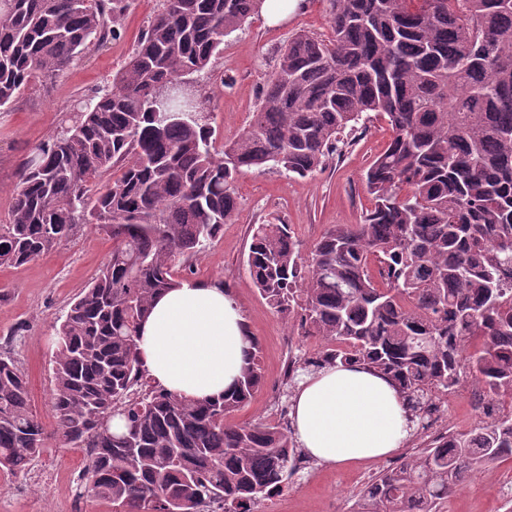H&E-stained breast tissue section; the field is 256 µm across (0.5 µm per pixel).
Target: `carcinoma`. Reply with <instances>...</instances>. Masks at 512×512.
<instances>
[{
    "instance_id": "carcinoma-1",
    "label": "carcinoma",
    "mask_w": 512,
    "mask_h": 512,
    "mask_svg": "<svg viewBox=\"0 0 512 512\" xmlns=\"http://www.w3.org/2000/svg\"><path fill=\"white\" fill-rule=\"evenodd\" d=\"M263 2L164 0L112 88L80 99L24 162L0 267L90 222L113 246L54 324L53 432L0 354V472L27 473L54 435L91 449L80 488L112 512H258L281 493L304 457L288 422L231 420L264 382L257 339L237 387L193 403L152 382L137 336L232 221L240 173L312 175L374 115L391 136L363 174L374 207L362 223L329 227L306 258L277 219L251 236L244 267L261 297L324 343L288 385L368 366L396 384L412 428L464 370L512 397V0H327L330 35L295 34L249 128L218 148L209 96L188 76ZM128 6L0 0V109L119 36ZM511 458L512 416L482 421L382 470L355 512H438L469 474Z\"/></svg>"
}]
</instances>
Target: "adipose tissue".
Here are the masks:
<instances>
[{
  "label": "adipose tissue",
  "instance_id": "obj_1",
  "mask_svg": "<svg viewBox=\"0 0 512 512\" xmlns=\"http://www.w3.org/2000/svg\"><path fill=\"white\" fill-rule=\"evenodd\" d=\"M137 345L156 385L200 402L233 389L251 350L235 297L219 282L197 280L183 281L155 300ZM291 417L301 447L328 465L388 459L410 432L398 388L361 365L328 367L306 377Z\"/></svg>",
  "mask_w": 512,
  "mask_h": 512
}]
</instances>
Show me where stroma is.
Segmentation results:
<instances>
[{"instance_id":"obj_1","label":"stroma","mask_w":512,"mask_h":512,"mask_svg":"<svg viewBox=\"0 0 512 512\" xmlns=\"http://www.w3.org/2000/svg\"><path fill=\"white\" fill-rule=\"evenodd\" d=\"M163 6V0H131L121 35L71 64L57 80L36 82L7 111L0 112V224L5 223L12 191L23 162L35 146L51 136L72 100L111 85L112 76L131 56L136 43ZM329 35L324 0H302L299 9L276 25L255 17L224 40V53L195 79L209 95V123L217 141L247 128L258 106L263 84L275 73L282 49L299 31ZM390 137L384 119L349 136L324 169L306 178L275 169H252L236 183L238 211L219 239L194 262L199 280H220L237 300L252 336L260 343L265 381L251 402L233 416L244 424L277 420V411L292 405L285 383L288 359L312 356L317 338L299 335L291 323L273 314L243 267V256L254 225L278 216L291 224L303 253H310L322 232L333 224H357L370 208L362 175ZM112 252L104 231L83 227L68 241L23 266L0 268V353L14 358L26 373L32 405L44 423H51L49 394L55 354L56 317L70 299L94 277ZM474 380L449 394L445 422L455 433H470L480 415L470 398ZM422 444L409 436L389 459L348 466L310 462L294 474L283 492L264 503L259 512H351L367 483L381 470L408 460ZM87 464L82 449L50 439L33 468H50L49 486L34 484L32 475L13 477L0 472V512H72L71 479ZM512 488V460L473 473L444 502L440 512H512L507 491Z\"/></svg>"}]
</instances>
